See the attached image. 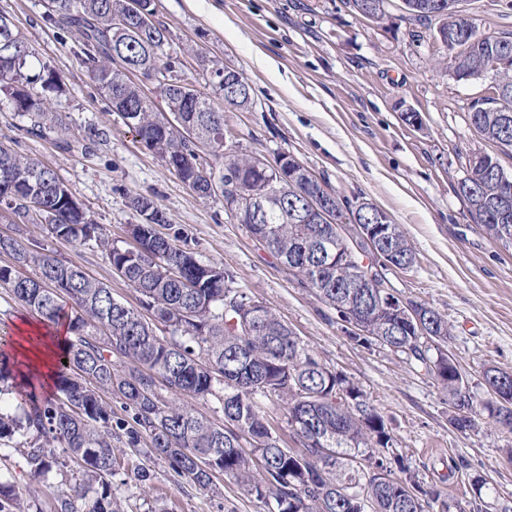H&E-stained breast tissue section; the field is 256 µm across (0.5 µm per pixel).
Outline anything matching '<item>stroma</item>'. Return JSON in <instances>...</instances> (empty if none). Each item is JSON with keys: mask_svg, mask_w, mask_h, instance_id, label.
<instances>
[{"mask_svg": "<svg viewBox=\"0 0 512 512\" xmlns=\"http://www.w3.org/2000/svg\"><path fill=\"white\" fill-rule=\"evenodd\" d=\"M461 7L482 33L512 34V0H462ZM155 8L181 79L223 112L235 151L270 162L293 154L341 198L367 200L402 226L416 261L389 273L392 288L445 317L452 328L448 355L465 372L473 400L489 398L485 367L512 371V246L492 241L455 191L475 149L497 155L512 173V150L483 141L468 122L472 103L488 95L489 80L450 78L435 40L437 21L413 18L402 0H386L378 22L347 0H198L194 7L188 0H155ZM44 12L45 0H0V13L63 78L52 109L65 119L72 148L29 136L27 119L2 95L0 144L52 168L113 239L126 240L129 225L140 221L129 196L156 200L183 248L224 267L236 288L272 307L312 354L367 395L421 485L444 484L462 504L479 499L481 512H512V460L504 454L512 431L484 416L474 430H456L447 399L422 365L387 346L351 341L335 310L289 275L222 199L197 196L110 113L80 62L77 32L46 23ZM263 56L276 70L259 65ZM205 59L221 60L246 78L252 108L225 106L223 91L202 69ZM407 112L419 113L421 126L408 125ZM55 249L137 307V293L99 250L61 240ZM452 458L464 467L450 478ZM147 466L150 487H140L127 468L111 478L126 512H264L228 479L203 489L162 460ZM476 474L486 479L478 491L470 482ZM0 476L35 497L41 512H54L65 488L56 471L32 479L11 449L0 451Z\"/></svg>", "mask_w": 512, "mask_h": 512, "instance_id": "1", "label": "stroma"}]
</instances>
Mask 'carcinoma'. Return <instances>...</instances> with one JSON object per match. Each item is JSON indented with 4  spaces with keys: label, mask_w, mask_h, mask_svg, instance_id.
I'll return each mask as SVG.
<instances>
[{
    "label": "carcinoma",
    "mask_w": 512,
    "mask_h": 512,
    "mask_svg": "<svg viewBox=\"0 0 512 512\" xmlns=\"http://www.w3.org/2000/svg\"><path fill=\"white\" fill-rule=\"evenodd\" d=\"M45 21L73 29L81 37V63L91 80L121 119H129L147 148L195 193L204 196L215 173L221 181L238 179L246 155L227 153L224 116L212 111L209 98L190 86H160L166 110L158 112L129 77V69L164 75L177 68V57L164 51L167 30L153 19V0H140L152 20L141 24L131 12L134 0H49ZM358 14L383 19L385 0H348ZM438 0H403L408 13L439 22L438 30L468 29L466 41L454 59L461 78L479 74L482 62L495 55L512 56V36L478 32L460 14L459 0H444L447 12L436 13ZM8 36L17 52L0 55V93L14 110L29 119L27 132L51 138L60 148L70 147L68 127L43 91L60 92L61 75L38 56L29 39L9 25ZM224 104L245 109L252 104L250 85L227 88ZM179 113L194 125L193 136L167 116ZM471 126L484 141L512 148V99L502 104L481 101L468 112ZM210 149L216 165L200 155ZM503 184L495 176L467 164L456 192L473 220L487 235L498 239V225L512 236V174ZM0 205L25 223L37 218L46 236L28 239L0 235V254L12 263L0 266V288L8 290L29 316L47 327L65 326L63 348L67 363L57 374L58 396L44 401L31 395L17 408L4 396L17 390V375L0 357V447L13 448L28 474L37 479L77 464L81 477L70 492L60 495L55 512H124L112 496L109 477L123 463L121 457L149 456L165 461L178 477L200 488L213 486L217 475L234 481L243 492L275 512H450L447 491L422 486L414 479L408 459L393 448V436L384 417L366 395L341 372L319 361L275 311L261 305V325L253 326L228 307L225 297L253 301L244 291L226 288L233 282L224 268L210 265L213 274L198 275L194 253L176 239L161 235L153 224L130 229L137 246L125 247L95 222L83 203L57 174L0 144ZM131 208L139 215L163 209L151 198L133 196ZM403 254L400 262L415 263V253L402 228L390 224ZM262 243L304 286L336 310L348 324V337L360 346L375 339L401 347V352L426 366L454 407L460 372L445 356L423 346L424 337L410 323L395 325L392 315L370 310L362 321L372 327L365 336L349 328L354 321L343 301L351 293L336 272L322 283H308L307 267L320 261L317 244L333 232L331 224H293L280 218L269 224L247 225ZM90 245L104 253L114 271L139 293L141 306L170 331L158 336L138 311L116 300L103 283L81 267L57 257L54 242ZM32 268L36 276L22 273ZM435 317L433 341L441 349L450 332L444 317ZM119 398L117 415L101 393ZM221 403L224 423L181 402L183 398ZM275 398L302 449L280 446L278 426L271 423L259 398ZM470 417L450 418L457 430L474 427L487 413L502 423L498 396L469 405ZM117 440L123 448H115ZM147 447H142V444ZM335 454L322 458L319 449ZM386 472L375 487V506L336 497L335 486L357 492L365 474ZM35 504L14 483L0 479V512H33Z\"/></svg>",
    "instance_id": "carcinoma-1"
}]
</instances>
